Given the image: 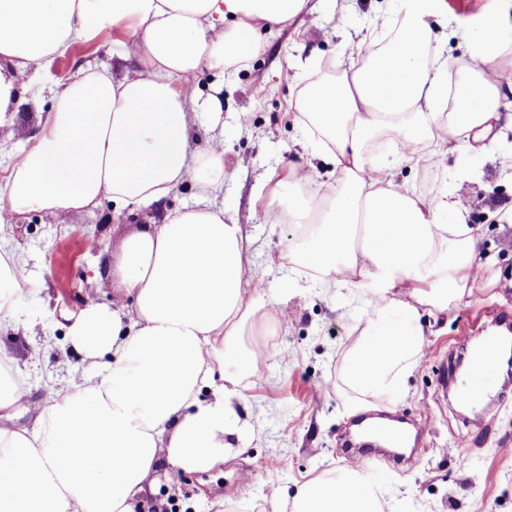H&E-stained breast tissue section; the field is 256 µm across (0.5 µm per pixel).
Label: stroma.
<instances>
[{"mask_svg": "<svg viewBox=\"0 0 512 512\" xmlns=\"http://www.w3.org/2000/svg\"><path fill=\"white\" fill-rule=\"evenodd\" d=\"M311 12L273 32H260L253 58L236 70L199 72L182 91L207 95L220 87L224 122V188L200 199L188 181L166 199L135 214L101 197L93 213L56 224L43 213L0 216V247L27 262L34 288L22 293L16 312L0 325V349L12 357V372L26 383L23 405L9 425L32 427L44 402L64 381L81 382L92 366L67 342L63 311L94 301L111 304L112 286L93 270L112 255L118 234L199 201L223 210L249 244L251 268L266 299L288 314L271 329L254 323L247 343L263 350L241 380L238 412L250 425L242 452L205 473H162L141 512H273L277 499L294 495L314 477L351 468L344 439L369 419L400 416L424 426L412 439L410 465L386 462L379 482L388 512H512V390L493 404L496 418L463 414L438 385L473 340L486 334L500 311H512V121L503 120L489 157L476 170L464 168L457 150L396 165L397 183L429 196L452 190L462 221L480 239L484 267L466 304L423 310V348L405 380L404 395L354 412L343 382L347 351L360 339L369 288L348 275L340 288L323 290L318 272L283 262L289 224L268 223L270 200L291 165L308 166L315 181L330 178L335 165L312 149L311 130L298 104L305 87L340 73L364 53L386 0H311ZM500 0H448V17L434 23L442 59H469L465 31L499 8ZM128 23L106 27L88 42L72 45L41 70H15L27 94L14 134L0 137V196L9 191L12 166L34 144L53 110V95L78 68H111L125 76L117 54L137 40ZM264 461L252 474L255 461Z\"/></svg>", "mask_w": 512, "mask_h": 512, "instance_id": "stroma-1", "label": "stroma"}]
</instances>
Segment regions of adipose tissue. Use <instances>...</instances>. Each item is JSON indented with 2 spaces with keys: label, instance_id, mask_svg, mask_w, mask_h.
<instances>
[{
  "label": "adipose tissue",
  "instance_id": "obj_1",
  "mask_svg": "<svg viewBox=\"0 0 512 512\" xmlns=\"http://www.w3.org/2000/svg\"><path fill=\"white\" fill-rule=\"evenodd\" d=\"M310 0H0V129L11 130L25 88L15 67L41 69L101 28L129 21L139 39L118 58L134 75L82 69L54 95L34 145L10 173L11 212L54 223L92 212L106 196L129 211L167 198L185 181L201 196L224 186V152L199 151V113L219 119L217 94L189 97L175 79L243 66L261 30L308 12ZM447 0H388L359 66L309 84L299 111L336 166L314 183L291 166L268 209L300 236L284 256L322 272L325 287L359 273L371 289L359 342L343 376L355 409L399 399L423 345L421 308L467 302L479 241L456 223L452 191L427 198L396 184V163L456 143L480 164L512 94L499 59L512 51V11L487 14L465 40L470 61L449 82L433 51L430 16ZM390 136L389 156L372 142ZM239 225L221 210L167 212L116 241L104 276L112 305L66 314L67 341L95 362L78 389L60 388L32 428L0 425V512H139L161 465L208 471L240 447L247 428L234 404L242 374L260 353L246 345L248 317L266 310L252 288ZM210 397H202V389ZM379 483L359 469L305 482L275 512H385Z\"/></svg>",
  "mask_w": 512,
  "mask_h": 512
}]
</instances>
